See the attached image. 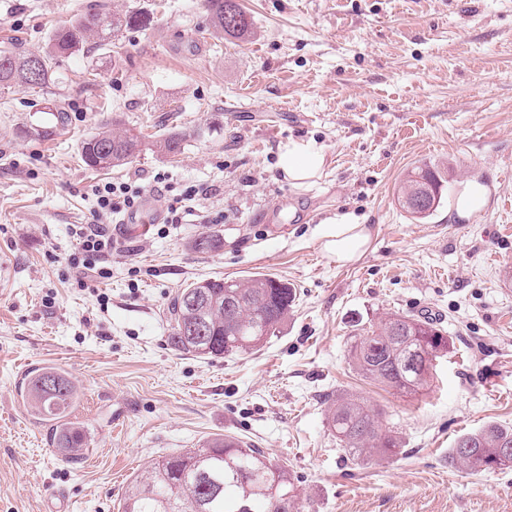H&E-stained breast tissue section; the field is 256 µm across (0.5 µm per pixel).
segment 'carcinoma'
<instances>
[{
  "instance_id": "1",
  "label": "carcinoma",
  "mask_w": 512,
  "mask_h": 512,
  "mask_svg": "<svg viewBox=\"0 0 512 512\" xmlns=\"http://www.w3.org/2000/svg\"><path fill=\"white\" fill-rule=\"evenodd\" d=\"M215 29L245 39L252 21L238 0H205ZM139 24L127 11L88 12L71 25L55 30L47 49L35 54L0 55V89H42L53 82L58 58L86 45H100L123 27ZM38 59L37 79L28 76V60ZM186 136L168 131L153 147L162 155L185 149ZM141 136L130 129L112 131L104 126L81 145V158L92 169L121 167L139 152ZM448 168L420 164L400 180L396 199L413 219L433 216L448 203ZM419 185L427 187V202L415 208L409 197ZM224 239L201 232L192 247L200 253L221 249ZM297 291L269 274L255 273L241 281L211 278L192 282L168 305V341L177 351L201 358L259 350L288 321ZM204 324L203 342L184 338L193 323ZM450 350L438 323L388 313L350 348L354 368L364 377L394 390L419 393L430 385L434 362ZM82 396L81 389L61 370L44 369L29 381L26 400L30 409L55 423L54 444L66 459L87 453L81 427L69 419ZM328 420L336 440L355 459L399 453L393 431L382 428V413L363 399L350 395L329 398ZM512 451V428L487 424L458 437L450 449L452 462L469 473L493 470L506 451ZM121 512H299L297 488L288 470L258 449L234 438L216 437L197 450L168 456L138 473L125 491Z\"/></svg>"
}]
</instances>
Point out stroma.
<instances>
[{
	"instance_id": "stroma-1",
	"label": "stroma",
	"mask_w": 512,
	"mask_h": 512,
	"mask_svg": "<svg viewBox=\"0 0 512 512\" xmlns=\"http://www.w3.org/2000/svg\"><path fill=\"white\" fill-rule=\"evenodd\" d=\"M252 34L213 28L204 0H0V52H42L77 15L132 11L140 24L61 59L54 82L0 92V512H118L156 460L219 436L286 467L301 512H512V470L449 462L461 434L512 427V0H240ZM139 130L145 149L110 170L81 144L101 123ZM177 123L174 158L150 150ZM314 140L321 177L298 186L279 147ZM480 184L483 208L426 222L396 200L412 166ZM204 188L195 215L145 234L117 230L112 275L80 288L72 229L93 189L153 182ZM220 251L191 243L205 216ZM367 224L363 256L323 250L330 222ZM269 273L297 290L278 336L252 353L203 359L168 343L166 308L187 284ZM428 316L453 345L429 389L400 394L360 376L348 351L388 313ZM63 370L88 451L66 461L18 379ZM349 393L382 412L401 452L352 459L327 421Z\"/></svg>"
}]
</instances>
